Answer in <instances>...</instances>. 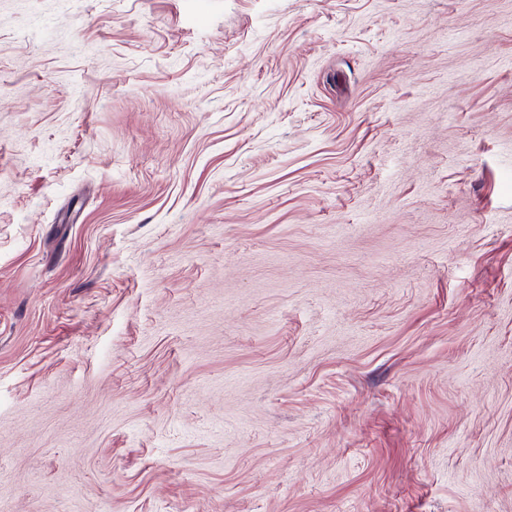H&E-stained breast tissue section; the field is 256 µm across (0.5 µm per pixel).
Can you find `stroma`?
<instances>
[{
	"label": "stroma",
	"instance_id": "stroma-1",
	"mask_svg": "<svg viewBox=\"0 0 512 512\" xmlns=\"http://www.w3.org/2000/svg\"><path fill=\"white\" fill-rule=\"evenodd\" d=\"M0 512H512V0H0Z\"/></svg>",
	"mask_w": 512,
	"mask_h": 512
}]
</instances>
